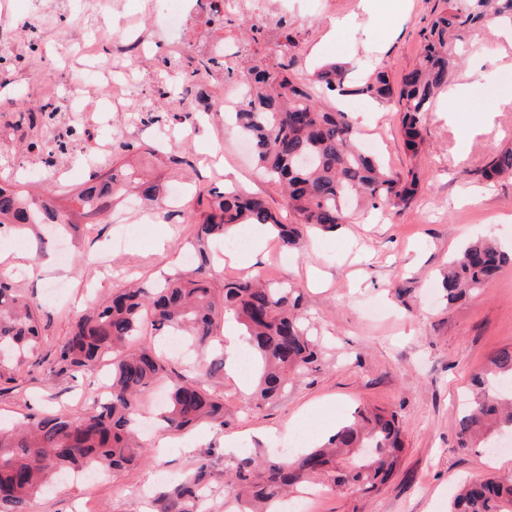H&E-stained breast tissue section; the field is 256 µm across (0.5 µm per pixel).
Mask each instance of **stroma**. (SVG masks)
<instances>
[{
    "mask_svg": "<svg viewBox=\"0 0 512 512\" xmlns=\"http://www.w3.org/2000/svg\"><path fill=\"white\" fill-rule=\"evenodd\" d=\"M96 13L85 14L83 0H9L8 27H37L45 55L31 57L26 67L0 80V126L16 110L38 111L46 97L65 105L84 76L79 68L54 64L61 49L60 18L83 16L73 26L75 38L98 37L111 48L125 13L117 0H98ZM315 0H268L273 10L288 12V52L270 50L267 41L251 43L249 60L268 68L282 58L294 61L301 80L325 63L357 73L384 72L392 85L419 61L421 32L444 0H336L332 14L318 12ZM449 90L440 93L426 115L418 152H410L401 134L402 114L396 102L367 111L363 101L347 109L358 140H373L376 152L392 171L415 172L419 187L405 208H351L344 224L318 232L299 249L283 252L270 246L262 260L251 252L234 261L216 260V285L225 277L248 271L285 280L299 289L303 307L324 349L309 375L295 381L285 396L256 404L237 382L232 367L216 371L206 388L224 398L223 425H203L189 435L154 431L144 438L157 447L154 461L91 482L58 481L30 500L27 512H162L164 493L209 459L211 512H224V471L245 456H277V442L297 427L312 430L336 426L358 408L380 407L397 415L405 448L386 484L368 495L324 488L308 512H448L452 497L469 479L512 475V449L487 453L482 443L459 447L458 420L472 393V377L499 349L512 346V264L482 290L448 301L439 272L465 242L496 240L512 248V178H489L488 164L512 150V41L495 33L476 32L458 65L448 72ZM474 128L469 144L463 129ZM113 134L136 146L127 154L142 166L146 179L169 188L187 185V210L201 213L210 188H236L262 197L271 210L281 207V192L245 151L233 126L220 112L189 147L190 166L173 170L164 156L148 157L155 132L113 122ZM221 152L224 167L213 174L204 155ZM184 214L145 209L137 196L115 220L90 218L92 232L70 244V260L60 263V245L50 243L44 257L31 249L0 262L14 287L38 303L45 326L40 355L43 366L23 363L15 379L0 384V417L38 414L49 409L87 412L98 398V374L60 375L51 358L73 320L93 301L134 278L151 284L160 274L184 269L193 228ZM130 244L115 245L121 238ZM404 289L396 297V289ZM169 445L158 448L160 438Z\"/></svg>",
    "mask_w": 512,
    "mask_h": 512,
    "instance_id": "stroma-1",
    "label": "stroma"
}]
</instances>
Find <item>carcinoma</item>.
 Returning <instances> with one entry per match:
<instances>
[{"mask_svg": "<svg viewBox=\"0 0 512 512\" xmlns=\"http://www.w3.org/2000/svg\"><path fill=\"white\" fill-rule=\"evenodd\" d=\"M448 4L423 30L417 67L393 92L379 73L358 85L345 83L344 70L326 65L309 85L290 74V64L276 69L240 63L225 68L226 76L246 84V99L234 113L250 140L259 165L283 193L282 212H272L257 197L211 189L208 211L192 220L200 263L149 288L122 289L112 299L81 315L71 333L57 343L55 361L63 371L92 370L104 357L112 360L110 398L92 413L55 410L28 414L12 424L0 420V512H26L28 501L50 479L95 467L121 470L142 461L145 444L135 436L141 396L163 388L165 406L160 425L183 432L203 422L224 424V402L209 394L197 378L224 368V359L210 364L195 379L173 376L169 356L155 349L134 348L145 325L176 331L188 346L207 347L220 335L221 324L233 319L248 336L257 376L256 399L273 400L288 384L306 375L318 361L320 347L298 314L301 295L286 283H264L239 277L214 287L206 270L205 247L224 241L227 231L243 224L266 226L285 250L300 247L312 229L332 231L345 223L350 203L373 209L377 204L405 208L418 180L387 170L362 151L346 113L322 103L329 92L377 101L396 100L408 148L421 142V125L448 71L460 59L459 48L471 30L512 25V0H461ZM223 63L214 57L192 58L185 91L195 90L204 74ZM485 174L512 176V150L496 156ZM130 189L142 199L157 201L159 186L144 182L127 165L96 171L69 200L79 216H108L112 200ZM52 224L71 238L80 225L63 217L46 176L38 199L7 181L0 183V229L19 231L36 223ZM512 256L488 240L467 244L448 261L443 288L455 301L484 287ZM34 302L13 288L0 272V383L14 380L13 367L30 361L40 347L43 328ZM512 381V347L498 350L486 372L474 377L477 394L459 420L461 447L480 436L492 448L501 432L512 433V392L497 393L493 384ZM403 450L396 415L380 409H359L327 442L288 456L266 460L240 459L226 472L237 512H278L283 496L316 482L365 495L376 491L395 471ZM210 466L200 464L170 493L163 495L172 512H203V489ZM448 512H512V477H486L462 487Z\"/></svg>", "mask_w": 512, "mask_h": 512, "instance_id": "cac0c4a2", "label": "carcinoma"}]
</instances>
